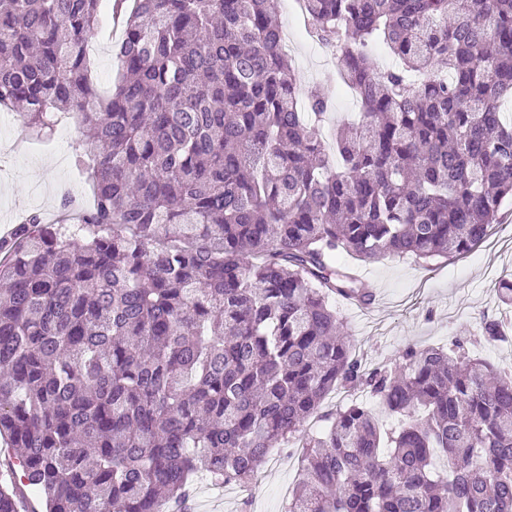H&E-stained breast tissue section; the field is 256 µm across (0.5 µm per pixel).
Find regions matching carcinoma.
<instances>
[{
	"mask_svg": "<svg viewBox=\"0 0 512 512\" xmlns=\"http://www.w3.org/2000/svg\"><path fill=\"white\" fill-rule=\"evenodd\" d=\"M98 2L0 0V106L36 139L85 126L93 162L77 223L0 237V434L25 479L0 512L28 488L45 512H192L199 480L248 483L341 389L411 421L339 409L287 512H512V373L461 341L366 369L334 305L373 298L336 255H464L512 199V0H304L360 105L330 151L276 0H114L105 97ZM112 5L113 0H101L98 27L87 47L91 77L102 92L109 91L118 71L113 46L120 40L121 31L112 20ZM340 394H345L347 396L346 403H349V400L352 399L353 397L354 398L358 397L360 400H363L364 402H366L368 404V406H370L374 410L375 414L378 416L380 422L383 424L385 429L394 431V430H398L399 427L402 425L403 419L400 416L390 415L383 408L382 405H380L375 399L371 398V396L365 392L364 393L357 392L356 394H354L353 392L347 393V392H344L343 390H341L336 393H333L325 401L322 411H324V412L325 411H335L337 408L339 409L340 406L336 405V397ZM345 404H343L342 406H344Z\"/></svg>",
	"mask_w": 512,
	"mask_h": 512,
	"instance_id": "obj_1",
	"label": "carcinoma"
}]
</instances>
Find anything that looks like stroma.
Listing matches in <instances>:
<instances>
[{
  "label": "stroma",
  "instance_id": "35a3bbf8",
  "mask_svg": "<svg viewBox=\"0 0 512 512\" xmlns=\"http://www.w3.org/2000/svg\"><path fill=\"white\" fill-rule=\"evenodd\" d=\"M283 27L294 37L292 65L302 89H320L333 99L332 117H351L357 105L347 94H337L338 71L325 52L305 33L304 18L295 0H278ZM121 31L112 20L111 0H101L99 23L87 55L91 77L101 91H109L118 71L114 46ZM82 141L76 123L58 126L52 140L39 142L21 133L14 112H7L0 126V225L17 220L20 211L38 210L54 217L62 193L90 201L92 183L86 168L77 162ZM512 226V202L505 203L492 236L464 257L428 262L387 255L360 262L350 255L340 265L354 268L371 285L379 305L368 315L355 314L346 301L336 309L355 355L366 367L398 362L411 345L451 346L469 339L471 356L494 368L512 370V341L474 344L484 316H512L502 305L498 288L512 279V239L502 240L504 226ZM301 469L298 446L283 449L230 498L216 496L206 483L196 486L195 512H284Z\"/></svg>",
  "mask_w": 512,
  "mask_h": 512
}]
</instances>
